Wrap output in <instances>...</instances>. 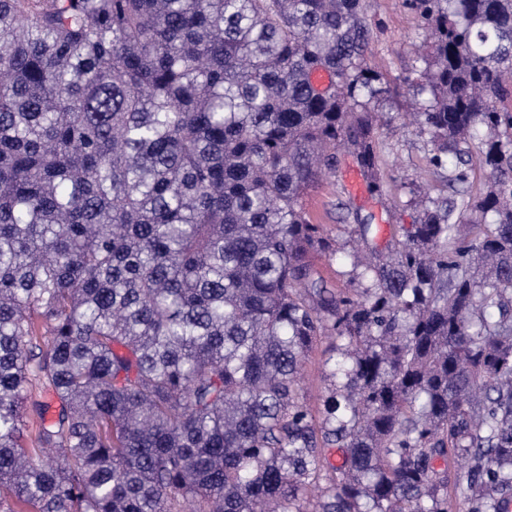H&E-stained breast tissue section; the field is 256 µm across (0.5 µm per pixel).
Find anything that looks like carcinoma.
Returning <instances> with one entry per match:
<instances>
[{
    "mask_svg": "<svg viewBox=\"0 0 512 512\" xmlns=\"http://www.w3.org/2000/svg\"><path fill=\"white\" fill-rule=\"evenodd\" d=\"M405 6L444 190L383 250L353 212L333 291L365 0H0V512H512V0ZM328 345V339L320 340L313 352L310 354L309 361L307 363V376L302 392L306 396L308 403L312 406L317 404L319 397L324 391V382L321 378L319 365L321 360L325 358L324 354Z\"/></svg>",
    "mask_w": 512,
    "mask_h": 512,
    "instance_id": "carcinoma-1",
    "label": "carcinoma"
}]
</instances>
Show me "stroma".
<instances>
[{
	"label": "stroma",
	"mask_w": 512,
	"mask_h": 512,
	"mask_svg": "<svg viewBox=\"0 0 512 512\" xmlns=\"http://www.w3.org/2000/svg\"><path fill=\"white\" fill-rule=\"evenodd\" d=\"M366 16L372 29L367 65L399 87L397 97L381 104L383 111L394 115L390 125L380 131L386 197L379 200L356 192L349 181L355 167L342 152L335 176L323 180L304 201L306 209L343 244L351 241L345 221L347 208L373 216L378 228L376 241L381 244L390 239L398 225L416 221L418 210L413 199L435 183L415 126L403 125L400 120L402 113L412 109L414 91L407 78L416 66L412 47L422 43L426 35L424 25L403 7L402 0H366Z\"/></svg>",
	"instance_id": "35a3bbf8"
}]
</instances>
